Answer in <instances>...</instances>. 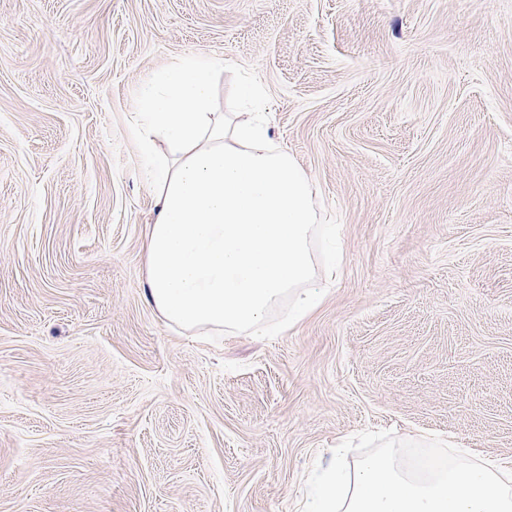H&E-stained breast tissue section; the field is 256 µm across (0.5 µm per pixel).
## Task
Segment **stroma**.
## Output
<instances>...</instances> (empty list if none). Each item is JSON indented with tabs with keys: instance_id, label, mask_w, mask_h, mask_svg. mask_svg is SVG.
<instances>
[{
	"instance_id": "1",
	"label": "stroma",
	"mask_w": 512,
	"mask_h": 512,
	"mask_svg": "<svg viewBox=\"0 0 512 512\" xmlns=\"http://www.w3.org/2000/svg\"><path fill=\"white\" fill-rule=\"evenodd\" d=\"M187 54L337 227L275 336L144 297L135 112ZM365 430L512 460V0H0V512H300Z\"/></svg>"
}]
</instances>
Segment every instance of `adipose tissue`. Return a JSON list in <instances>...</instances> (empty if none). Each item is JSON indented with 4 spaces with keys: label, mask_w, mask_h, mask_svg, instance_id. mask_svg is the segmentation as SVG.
<instances>
[{
    "label": "adipose tissue",
    "mask_w": 512,
    "mask_h": 512,
    "mask_svg": "<svg viewBox=\"0 0 512 512\" xmlns=\"http://www.w3.org/2000/svg\"><path fill=\"white\" fill-rule=\"evenodd\" d=\"M223 67L186 55L140 94L135 134L157 197L145 295L174 324L263 336L277 301L289 299L297 321L325 297L311 253L319 217L311 180L269 132L263 90L241 85L247 115L214 111Z\"/></svg>",
    "instance_id": "obj_1"
}]
</instances>
